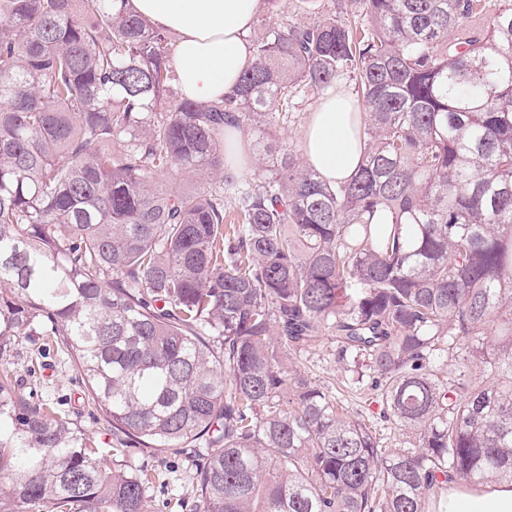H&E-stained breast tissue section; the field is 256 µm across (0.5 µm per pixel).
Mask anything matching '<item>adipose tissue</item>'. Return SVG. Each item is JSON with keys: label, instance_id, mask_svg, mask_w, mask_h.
I'll return each instance as SVG.
<instances>
[{"label": "adipose tissue", "instance_id": "adipose-tissue-1", "mask_svg": "<svg viewBox=\"0 0 512 512\" xmlns=\"http://www.w3.org/2000/svg\"><path fill=\"white\" fill-rule=\"evenodd\" d=\"M137 13L175 38L174 67L183 94L212 102L231 92L250 56L247 33L261 0H132ZM361 114L341 88L325 92L304 129L303 155L328 183L350 179L364 152ZM448 512H512V487L473 495L449 489Z\"/></svg>", "mask_w": 512, "mask_h": 512}]
</instances>
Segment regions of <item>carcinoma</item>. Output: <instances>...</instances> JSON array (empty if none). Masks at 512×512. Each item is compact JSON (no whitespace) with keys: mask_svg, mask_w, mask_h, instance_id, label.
I'll return each mask as SVG.
<instances>
[{"mask_svg":"<svg viewBox=\"0 0 512 512\" xmlns=\"http://www.w3.org/2000/svg\"><path fill=\"white\" fill-rule=\"evenodd\" d=\"M128 2L0 0V512H146L131 448L195 449L196 512H429L450 481L512 483V0L263 18L210 103ZM344 77L366 150L331 186L283 130ZM229 130L276 157L258 183L225 174ZM327 333L399 447L302 371ZM23 336L76 367L111 466L22 390Z\"/></svg>","mask_w":512,"mask_h":512,"instance_id":"carcinoma-1","label":"carcinoma"}]
</instances>
